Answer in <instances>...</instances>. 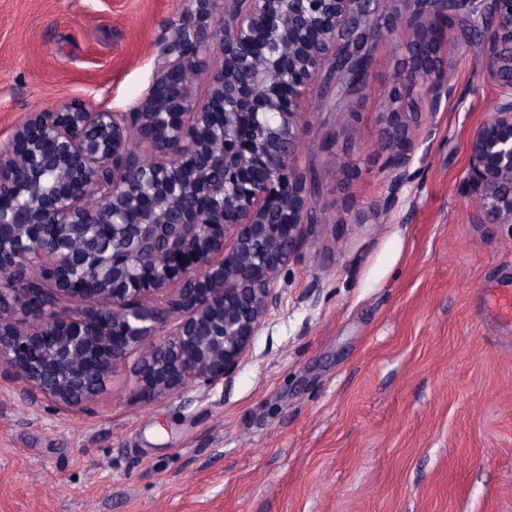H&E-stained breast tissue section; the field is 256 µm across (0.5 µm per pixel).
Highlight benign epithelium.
<instances>
[{
    "mask_svg": "<svg viewBox=\"0 0 512 512\" xmlns=\"http://www.w3.org/2000/svg\"><path fill=\"white\" fill-rule=\"evenodd\" d=\"M446 0H201L219 32L175 31L133 112L75 101L33 112L0 151V368L68 407L93 400L112 366L142 353L140 384L159 399L216 385L248 356L303 226L321 217L294 164L298 116L316 83L331 91L359 32L399 35L406 83L387 97L386 201L407 180L406 89L429 111L452 93L440 56ZM490 117L467 143L481 224L512 227V0H491ZM218 43L198 98L189 75ZM100 203L89 205L93 187ZM233 238L226 248L227 237ZM170 290L166 309L145 299ZM72 305L62 312L58 300Z\"/></svg>",
    "mask_w": 512,
    "mask_h": 512,
    "instance_id": "benign-epithelium-1",
    "label": "benign epithelium"
}]
</instances>
